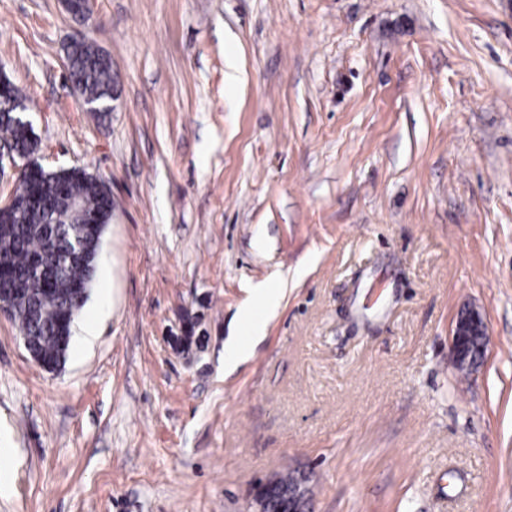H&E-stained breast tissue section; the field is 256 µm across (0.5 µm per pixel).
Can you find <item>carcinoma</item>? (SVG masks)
I'll list each match as a JSON object with an SVG mask.
<instances>
[{
  "mask_svg": "<svg viewBox=\"0 0 512 512\" xmlns=\"http://www.w3.org/2000/svg\"><path fill=\"white\" fill-rule=\"evenodd\" d=\"M68 79L81 98L112 102V58L89 39L66 45ZM26 98L8 77L0 80V139L36 170L21 181L11 211L0 215V295L14 301L11 318L35 357L54 367L69 349L72 326L95 275L112 198L97 177L74 166L50 175L40 166L33 128L13 121Z\"/></svg>",
  "mask_w": 512,
  "mask_h": 512,
  "instance_id": "obj_1",
  "label": "carcinoma"
}]
</instances>
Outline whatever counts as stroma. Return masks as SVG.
<instances>
[{
  "mask_svg": "<svg viewBox=\"0 0 512 512\" xmlns=\"http://www.w3.org/2000/svg\"><path fill=\"white\" fill-rule=\"evenodd\" d=\"M0 69L39 162L113 201L64 366L0 317V512H256L287 472L309 512H512V0H0ZM68 79L81 98L112 104V58L85 36L66 45ZM284 295L282 284L260 282L252 287V300L241 307L237 313V322L247 332V336H264L267 323L280 307ZM260 308L262 314L256 312ZM487 326L480 312L472 307L464 308L455 320L451 334V352L455 367L469 374H474L482 366L487 351ZM469 340L480 344L482 358L474 360L464 352Z\"/></svg>",
  "mask_w": 512,
  "mask_h": 512,
  "instance_id": "stroma-1",
  "label": "stroma"
}]
</instances>
